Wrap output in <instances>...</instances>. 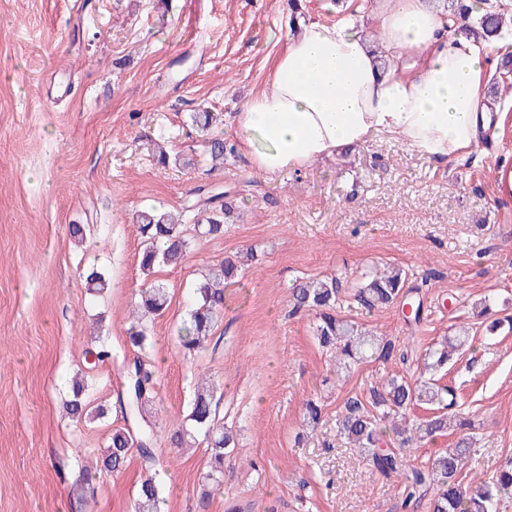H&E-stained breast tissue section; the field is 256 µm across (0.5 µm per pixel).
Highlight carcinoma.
Masks as SVG:
<instances>
[{"mask_svg": "<svg viewBox=\"0 0 512 512\" xmlns=\"http://www.w3.org/2000/svg\"><path fill=\"white\" fill-rule=\"evenodd\" d=\"M444 9L461 20L458 32L472 35L484 42H495L503 35L505 5L499 0H482L478 11L472 13L463 0H442ZM191 125L208 131L215 121L214 113L207 110L189 115ZM208 154L213 162H224L235 154V145L214 136L207 141ZM195 196L190 205L198 219L194 223L197 234L219 236L224 233V220L232 206L226 195L207 185L192 190ZM142 239L139 267L145 276L161 265H175L187 254L190 240L184 234L183 224L173 215L146 208L135 216ZM238 266L230 257L209 269L196 285L179 335L181 347L188 353L203 348L216 326L224 317V287L234 283ZM85 283L88 290L101 293L108 288L104 274L90 270ZM406 272L399 266L380 271H364L354 297L364 309L371 311L394 305L403 295ZM341 292L337 276L321 279L299 278L290 288L292 311L311 312L316 322L313 333L321 347L335 354L338 367L350 370L377 359L389 360L394 345L391 341L364 328L361 324L334 314ZM169 303V291L159 281H150L140 290L139 301L133 308L127 341L132 348L141 349L149 341L150 323L162 314ZM471 348L469 330L461 327L455 335L436 347L426 349L424 367L436 369L448 363L454 355ZM124 389L117 395L119 411L125 416L124 426L112 429L99 466V471L119 472L128 456L137 452L141 462L151 467L156 463V420L150 406L155 401L154 372L139 355L128 358L122 368ZM83 380L74 379L72 395L66 403L69 417L77 422H89L105 414L101 407L91 409L83 398ZM214 384L196 388L187 415V424L169 433V443L177 449L193 448L203 437L210 454V470L206 479L221 485L224 480V450L235 446V435L224 427L217 414ZM423 405L433 407L427 418H413V409ZM456 393L440 386L433 379L420 377L412 380L390 376L381 385L372 388L369 396H352L346 400L336 420L337 433L348 443L370 457L375 468L384 476L399 474L403 460L395 452L381 448L386 431H393L407 443L412 438L421 441L433 439L458 424L467 426L466 420L453 413ZM323 413V403L310 399L304 405L305 425H317ZM470 454L468 438L457 439L454 447L425 466H411L403 482L401 507L416 508L429 498V512H498L501 502L512 499V461L488 480L472 486L464 482L461 469ZM160 491L155 482L147 478L141 482L134 502V512H157Z\"/></svg>", "mask_w": 512, "mask_h": 512, "instance_id": "carcinoma-1", "label": "carcinoma"}]
</instances>
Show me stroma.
Masks as SVG:
<instances>
[{
	"instance_id": "obj_1",
	"label": "stroma",
	"mask_w": 512,
	"mask_h": 512,
	"mask_svg": "<svg viewBox=\"0 0 512 512\" xmlns=\"http://www.w3.org/2000/svg\"><path fill=\"white\" fill-rule=\"evenodd\" d=\"M369 0H0V512H133L146 474L166 512H402L401 487L336 434L347 398L397 374L417 377L418 357L465 327L473 336L443 377L473 425L468 478L512 461V85L498 89L491 139L466 159L438 163L400 138L377 136L301 171L265 174L242 153L213 164L187 121L205 108L215 134L233 140V117L262 90L297 20L367 16ZM190 158L164 166L157 144ZM227 192L233 212L220 238L197 237L182 264L160 266L167 310L142 350L156 371L157 464L139 457L85 484L124 417L115 408L126 329L144 283L135 214L181 215L192 189ZM90 224L83 245L69 227ZM246 250L226 290L209 345L185 355L178 330L204 271ZM397 264L422 305L362 310L343 288L336 314L391 339L407 362L337 368L291 314L295 278ZM111 286L87 290L84 268ZM495 302L490 317L473 304ZM500 329L487 334L489 319ZM107 338L111 356L88 367ZM85 374L104 418L78 424L64 402ZM220 385L219 414L236 435L224 484L206 490L204 448L176 452L166 433L182 422L199 377ZM324 404L304 434L309 399Z\"/></svg>"
}]
</instances>
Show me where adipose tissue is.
Returning <instances> with one entry per match:
<instances>
[{
    "label": "adipose tissue",
    "instance_id": "1",
    "mask_svg": "<svg viewBox=\"0 0 512 512\" xmlns=\"http://www.w3.org/2000/svg\"><path fill=\"white\" fill-rule=\"evenodd\" d=\"M368 19L312 21L288 37L266 87L235 119L239 149L258 171L302 170L377 135L399 136L439 162L471 153L490 122L485 46L449 36L451 14L428 0H374Z\"/></svg>",
    "mask_w": 512,
    "mask_h": 512
}]
</instances>
